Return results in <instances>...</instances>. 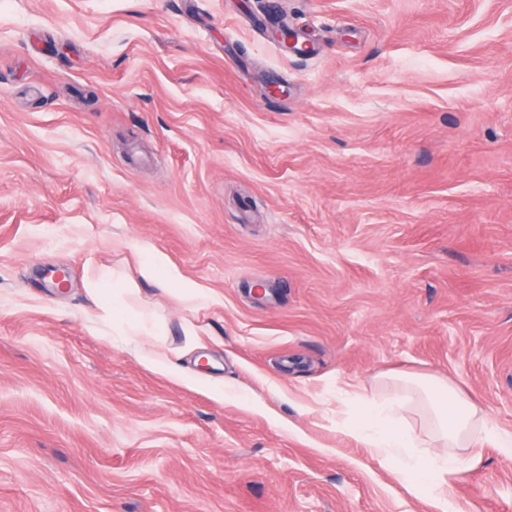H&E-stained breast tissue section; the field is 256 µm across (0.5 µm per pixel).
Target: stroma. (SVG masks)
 I'll use <instances>...</instances> for the list:
<instances>
[{
  "mask_svg": "<svg viewBox=\"0 0 512 512\" xmlns=\"http://www.w3.org/2000/svg\"><path fill=\"white\" fill-rule=\"evenodd\" d=\"M399 373L512 433V0H0V512H441L330 423ZM143 254L144 258L140 265V275L143 279L163 289L178 282L180 279L178 270L167 262L164 255L150 247L144 248ZM88 290L98 300L102 310L112 316L116 307L134 313L128 323L130 336H151L158 340L163 336L160 328L141 311L136 310L129 300L137 293L123 281L115 279L112 270L105 266L95 268L88 279Z\"/></svg>",
  "mask_w": 512,
  "mask_h": 512,
  "instance_id": "35a3bbf8",
  "label": "stroma"
}]
</instances>
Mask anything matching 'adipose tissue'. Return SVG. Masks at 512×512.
Returning a JSON list of instances; mask_svg holds the SVG:
<instances>
[{"label": "adipose tissue", "instance_id": "1", "mask_svg": "<svg viewBox=\"0 0 512 512\" xmlns=\"http://www.w3.org/2000/svg\"><path fill=\"white\" fill-rule=\"evenodd\" d=\"M140 275L160 288L180 283L183 296L192 302L202 299L203 293L193 284L180 280L178 270L171 266L164 255L153 249L143 251ZM88 290L97 299L105 313L115 309L133 311L130 303L135 294L123 281L115 279L110 268H95L88 279ZM129 324L133 336L160 338V328L142 312L133 311ZM405 387L419 389L421 403L432 442L451 447L448 455L431 456L417 453L415 436L402 429L398 420L405 409L402 396L393 395L384 400L366 399L347 417L344 430L371 448L381 464H395L405 472L409 491L427 492L440 507L448 505V485L460 468L458 449L470 450L472 461H479V448L494 445L503 455L512 457V434L502 433L479 417L477 409L460 396L451 385L420 376L405 380Z\"/></svg>", "mask_w": 512, "mask_h": 512}]
</instances>
